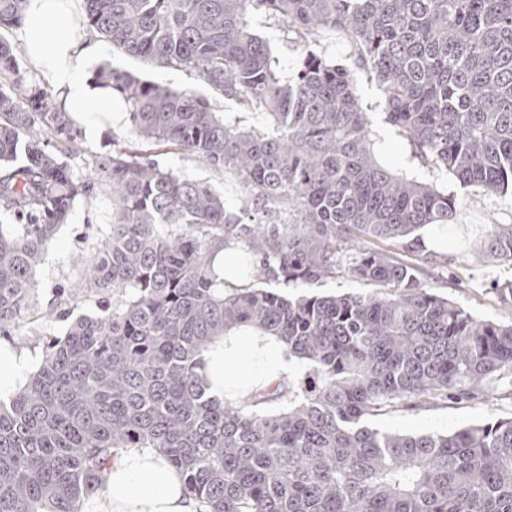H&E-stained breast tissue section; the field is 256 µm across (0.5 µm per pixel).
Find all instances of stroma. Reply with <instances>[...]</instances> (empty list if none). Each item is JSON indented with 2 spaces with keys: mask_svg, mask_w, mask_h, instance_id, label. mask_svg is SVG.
I'll list each match as a JSON object with an SVG mask.
<instances>
[{
  "mask_svg": "<svg viewBox=\"0 0 512 512\" xmlns=\"http://www.w3.org/2000/svg\"><path fill=\"white\" fill-rule=\"evenodd\" d=\"M252 30L268 45L278 59L281 77L291 76L303 49H310L327 60L348 66L353 62L349 43L327 31L310 45L288 33L277 19L262 11L249 16ZM105 63L128 70L143 78L174 88H190L209 95L208 86L195 74L185 70L160 69L110 53ZM354 81L365 111L370 112L372 129L380 156L394 172L417 178L452 192L459 201L454 221L449 224L448 245L441 249L425 246L411 253L410 259L424 268L423 281L431 292L454 301L478 319L500 323L512 322V302L499 295L503 286L512 283V265L487 264L472 256L463 241L485 224H512V198L487 194L476 186H463L437 169L414 159L408 141L386 122L383 94L362 72H355ZM159 163L175 173L211 184L223 193L228 205H235L238 196L233 185L197 158L172 147L156 151ZM112 222V202L102 193L86 202H79L68 224L63 225L49 244L35 274L33 303L24 328L11 342L20 351L40 362L49 338L63 336L69 323L82 314L94 311L93 304L74 303L67 309L56 307L61 293L72 292L79 277L80 264L92 246L101 239ZM512 417V399L493 392L485 397L457 401H440L430 405H414L380 414L373 418L375 428L403 434L423 432L445 433L476 423Z\"/></svg>",
  "mask_w": 512,
  "mask_h": 512,
  "instance_id": "35a3bbf8",
  "label": "stroma"
}]
</instances>
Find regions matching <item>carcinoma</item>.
<instances>
[{
	"label": "carcinoma",
	"instance_id": "1",
	"mask_svg": "<svg viewBox=\"0 0 512 512\" xmlns=\"http://www.w3.org/2000/svg\"><path fill=\"white\" fill-rule=\"evenodd\" d=\"M27 0H0V29ZM261 8L303 38L334 31L384 95L386 121L422 163L463 186L512 194V0H83L86 29L155 68L193 72L213 97L263 113L244 127L209 98L102 66L126 103V135L187 152L235 184L240 205L153 154L114 149L77 176L71 115L0 40V334L27 320L35 270L75 204L98 189L112 224L76 295L119 294L50 339L38 369L0 400V512H78L107 489L127 448H152L184 477L197 512H512V418L448 434H398L380 412L512 391V323L481 320L424 288L384 248L352 258L364 294L224 287L215 250L244 275L302 288L339 269L353 240L412 251L452 222L454 194L375 157L353 72L314 54L279 76L248 26ZM471 249L512 264V224ZM238 327L275 337L306 368L222 404L203 353ZM288 398V408L264 406Z\"/></svg>",
	"mask_w": 512,
	"mask_h": 512
}]
</instances>
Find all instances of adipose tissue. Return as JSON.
Returning <instances> with one entry per match:
<instances>
[{
  "mask_svg": "<svg viewBox=\"0 0 512 512\" xmlns=\"http://www.w3.org/2000/svg\"><path fill=\"white\" fill-rule=\"evenodd\" d=\"M82 0H28L20 38L27 56L54 87L57 102L87 133L124 119L111 90L91 81L88 71L107 55L108 45L78 35L75 15ZM211 396L235 399L283 378L294 362L279 341L241 327L216 337L204 353ZM32 361L0 340V396L14 393L28 380ZM108 496H91L81 512H195L194 501L174 467L150 448H131L113 461L107 475Z\"/></svg>",
  "mask_w": 512,
  "mask_h": 512,
  "instance_id": "ef3b65f1",
  "label": "adipose tissue"
}]
</instances>
